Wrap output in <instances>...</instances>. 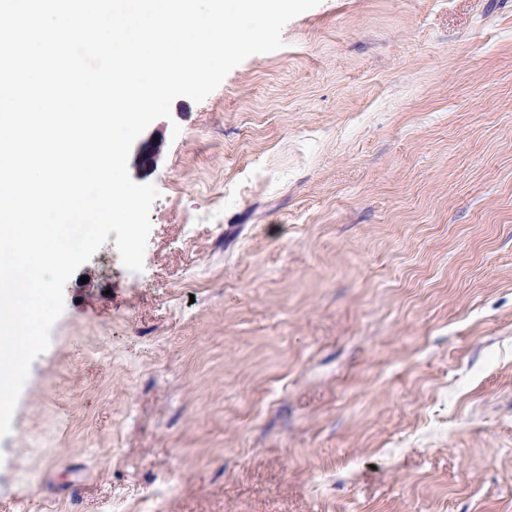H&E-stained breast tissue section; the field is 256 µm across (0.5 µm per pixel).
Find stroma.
Masks as SVG:
<instances>
[{"label":"stroma","mask_w":512,"mask_h":512,"mask_svg":"<svg viewBox=\"0 0 512 512\" xmlns=\"http://www.w3.org/2000/svg\"><path fill=\"white\" fill-rule=\"evenodd\" d=\"M282 40L134 142L144 268L67 282L0 512H512V0Z\"/></svg>","instance_id":"stroma-1"}]
</instances>
